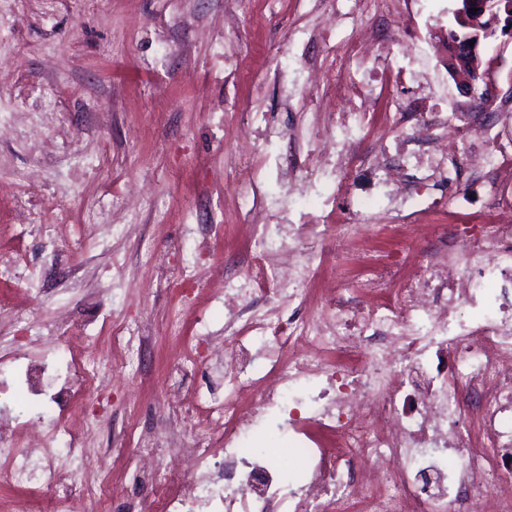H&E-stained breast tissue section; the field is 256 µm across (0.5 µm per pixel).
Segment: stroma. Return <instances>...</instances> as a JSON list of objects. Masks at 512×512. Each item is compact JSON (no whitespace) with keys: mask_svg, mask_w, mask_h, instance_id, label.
<instances>
[{"mask_svg":"<svg viewBox=\"0 0 512 512\" xmlns=\"http://www.w3.org/2000/svg\"><path fill=\"white\" fill-rule=\"evenodd\" d=\"M455 8L417 0L407 11L334 21L321 0H0V253L21 259L0 272V305L14 312L0 319V335L35 352L54 324L74 318L63 345L79 358L104 315L143 324L148 340L78 399L99 418L86 471L111 461L115 427L159 424L168 373L187 348L200 353L196 389L222 390L210 343L233 346L222 292L255 275L243 226L257 204L277 249L308 216L352 224L360 198L385 205L378 163L404 164L414 181L428 146L403 144L392 101L428 96L463 132L492 131L512 150V39L480 47L499 89L483 105L424 53L429 34L454 26ZM325 31L381 36L378 54H394L406 72L362 129L347 131L353 114L312 80L333 65ZM332 137L365 160L347 177L332 165L313 171ZM424 191L440 208L434 223L448 225L458 194L480 215L512 199V178L473 180L460 158L452 181ZM58 205L71 226L55 227ZM358 237L367 247L355 262L328 254L323 278L359 281L377 254L401 261L398 237L365 225ZM173 239L181 248L170 255ZM162 253L177 279L157 278L152 259Z\"/></svg>","mask_w":512,"mask_h":512,"instance_id":"35a3bbf8","label":"stroma"}]
</instances>
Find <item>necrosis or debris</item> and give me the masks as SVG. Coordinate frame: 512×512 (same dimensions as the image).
Masks as SVG:
<instances>
[{
    "label": "necrosis or debris",
    "mask_w": 512,
    "mask_h": 512,
    "mask_svg": "<svg viewBox=\"0 0 512 512\" xmlns=\"http://www.w3.org/2000/svg\"><path fill=\"white\" fill-rule=\"evenodd\" d=\"M337 87L361 84L351 111L370 114L384 83L400 78L394 61L380 77L365 73L361 43L340 45ZM431 125L440 160L470 155L478 173L512 170V155L494 138L446 135ZM280 272L269 254L252 262L267 300L263 315L247 312L241 289L224 291V329L235 348L224 356V400L200 410L198 395L175 388L164 406L172 446L136 444L146 487L130 505L125 480L81 468L97 421L71 430L66 408L96 384L95 358L69 361L70 377L53 396V424L36 444L30 425L0 426V488L31 485L45 512H512V210L490 208L483 224H458L446 250L418 260L408 275L377 276L352 286L343 278L311 292L319 266ZM287 295L306 315L282 320L273 299ZM472 310L463 318L462 310ZM50 354L0 346V392L23 385L43 403L41 378ZM295 405L288 429L304 481L286 483L275 457L249 447L250 430L271 409ZM200 421L177 435L181 421Z\"/></svg>",
    "instance_id": "necrosis-or-debris-1"
}]
</instances>
